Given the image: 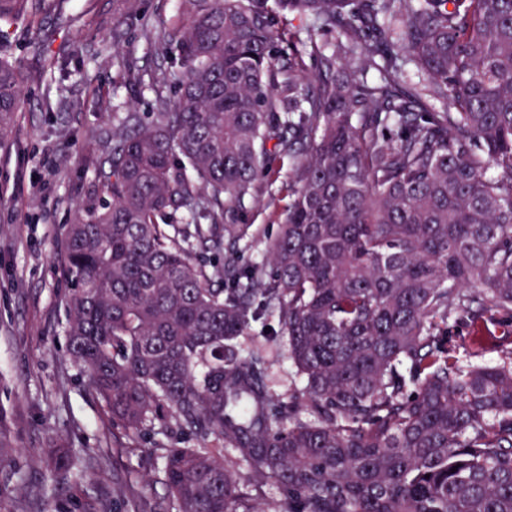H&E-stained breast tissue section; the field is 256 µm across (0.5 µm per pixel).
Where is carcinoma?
Wrapping results in <instances>:
<instances>
[{"label":"carcinoma","instance_id":"1","mask_svg":"<svg viewBox=\"0 0 512 512\" xmlns=\"http://www.w3.org/2000/svg\"><path fill=\"white\" fill-rule=\"evenodd\" d=\"M141 34L168 66L136 76L150 111L112 113L67 226V336L113 417L195 436L165 457L175 512H283L226 448L288 512H512V343L488 331L512 324V0H180ZM22 103L0 59V146ZM285 156L284 224L244 264L234 211ZM254 323L288 338L286 402L240 354ZM235 470L237 484L239 488L248 495L249 503L252 504V506L281 501L282 508H288V504L284 501V498L275 487L263 482L249 469L236 468Z\"/></svg>","mask_w":512,"mask_h":512}]
</instances>
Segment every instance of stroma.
<instances>
[{"label": "stroma", "mask_w": 512, "mask_h": 512, "mask_svg": "<svg viewBox=\"0 0 512 512\" xmlns=\"http://www.w3.org/2000/svg\"><path fill=\"white\" fill-rule=\"evenodd\" d=\"M114 2L67 0L64 23L50 7L36 24L0 20V58L24 78L22 109L0 147V512H174L164 458L194 445L176 430L113 419L67 352L65 228L92 193L113 113L153 102L115 58L142 71L163 66L140 29L178 15V0H137L116 47ZM78 48L83 60L67 75L47 68ZM287 206V195L264 191L240 211L252 236L245 263L263 261Z\"/></svg>", "instance_id": "stroma-1"}]
</instances>
